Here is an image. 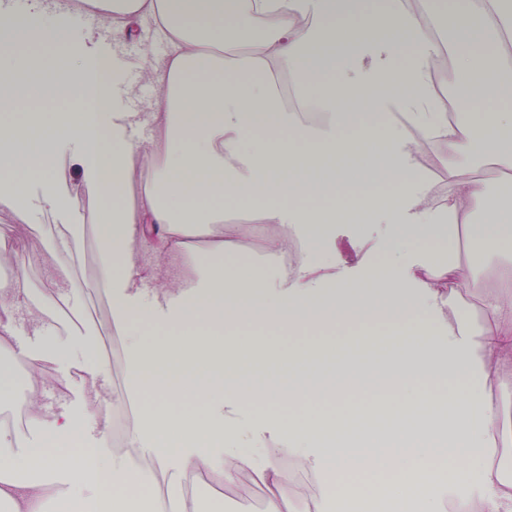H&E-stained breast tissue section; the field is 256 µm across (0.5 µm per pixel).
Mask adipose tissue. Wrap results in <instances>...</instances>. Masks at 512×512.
<instances>
[{"label": "adipose tissue", "mask_w": 512, "mask_h": 512, "mask_svg": "<svg viewBox=\"0 0 512 512\" xmlns=\"http://www.w3.org/2000/svg\"><path fill=\"white\" fill-rule=\"evenodd\" d=\"M78 13L92 14L97 25L76 43L70 19ZM380 16L377 23L367 16L365 0H55L50 7L33 0L22 14L0 9V44L16 56L0 64V148L7 152L0 206L23 222L35 206L59 212L66 222L53 247L73 260L83 191L111 199L98 217L99 284L124 339L126 398L133 405L148 393L205 401L197 418L146 409L136 415L130 443L148 456L152 473L167 478L150 512H200L177 478L186 470L217 471L228 484L255 477L271 491L267 512H284L289 499L306 494L284 483L286 454L316 477L314 512H328L336 497L364 500L370 477L380 493L398 498L401 512H413L419 478L436 488L422 512H443L463 482L470 485L466 512H512V478L502 464L512 455V415L492 399L493 391L512 390V199L492 195L486 179L472 174L478 158L511 172L512 151L481 154L475 133L449 120L448 97L431 66L447 53L465 90L458 108L495 114L512 129L497 92L512 70V0H461L457 37L445 49L430 15L410 0H381ZM146 25L170 51L159 61L143 50L144 76L158 94L130 112L123 101L135 89L106 86L99 39L108 34L121 43ZM44 41L64 46L51 64L18 58L19 49ZM485 41L494 51L475 52ZM328 69L337 73L336 87L315 89ZM281 77L326 120L288 109ZM53 91L75 111L96 110L71 125L86 145L77 187L53 183L52 151L12 147L20 130L53 121L42 100ZM408 124L418 138L407 137ZM136 128L150 129L151 137L134 141ZM425 140L438 142L447 160L440 198L418 162ZM374 141L392 148L361 178L396 183L395 203L346 199L344 183L333 178L279 176ZM36 175L44 188L32 195L27 187ZM135 183L143 191L131 204ZM215 197L263 201L276 233L262 267L225 265L240 226L190 205ZM331 224L363 225L355 254L377 251L384 262L356 282L342 279L326 237ZM198 229L210 238L207 249L190 242ZM407 239L421 247L414 261L401 263L394 255ZM463 239L482 245V273L462 259ZM298 240L303 257L284 271L278 259ZM146 246L179 260L182 274L171 280L161 267H147ZM47 283L38 307L26 281L0 290V398L33 406L30 427L48 440L75 442L83 430L66 404L40 405L35 392L14 385L12 324L24 310L42 354L89 365L87 408L101 428L109 426L95 337L76 326L67 338H47V318L70 300L68 265L50 270ZM139 319L170 332L157 343L142 340L132 330ZM378 320L384 330H363ZM335 323L360 329L289 348L222 333L226 326L304 332ZM386 384L397 389L392 406L400 413L390 432H353L355 416L345 405L328 415L312 409L316 401ZM436 385L448 389L447 409L433 405ZM164 440L175 453L160 452ZM270 444L277 453L267 452ZM255 448L263 449L261 459L253 458ZM73 471L83 473L82 484L68 483ZM141 475L97 449L57 455L33 444L20 448L0 429V512H90V501L100 498L106 512H128Z\"/></svg>", "instance_id": "obj_1"}]
</instances>
